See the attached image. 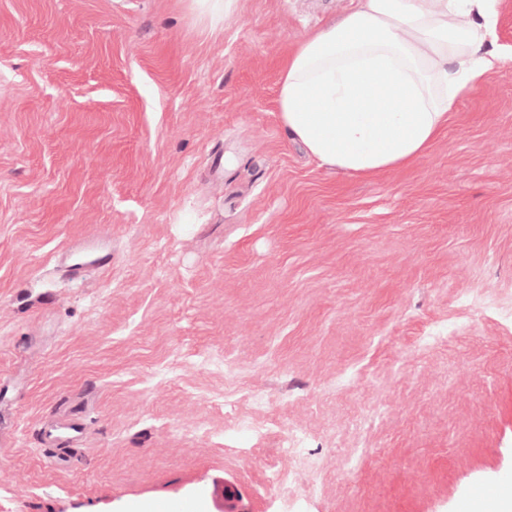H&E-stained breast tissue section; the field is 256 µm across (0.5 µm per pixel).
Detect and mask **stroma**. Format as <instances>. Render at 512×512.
<instances>
[{
    "label": "stroma",
    "instance_id": "obj_1",
    "mask_svg": "<svg viewBox=\"0 0 512 512\" xmlns=\"http://www.w3.org/2000/svg\"><path fill=\"white\" fill-rule=\"evenodd\" d=\"M350 2L208 35L186 0H0V512H458L512 476V0L447 130L373 177L276 107Z\"/></svg>",
    "mask_w": 512,
    "mask_h": 512
}]
</instances>
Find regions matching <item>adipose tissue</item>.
Returning <instances> with one entry per match:
<instances>
[{
  "label": "adipose tissue",
  "mask_w": 512,
  "mask_h": 512,
  "mask_svg": "<svg viewBox=\"0 0 512 512\" xmlns=\"http://www.w3.org/2000/svg\"><path fill=\"white\" fill-rule=\"evenodd\" d=\"M494 2L352 0L297 41L279 71L286 134L355 176L409 167L491 68Z\"/></svg>",
  "instance_id": "ef3b65f1"
}]
</instances>
